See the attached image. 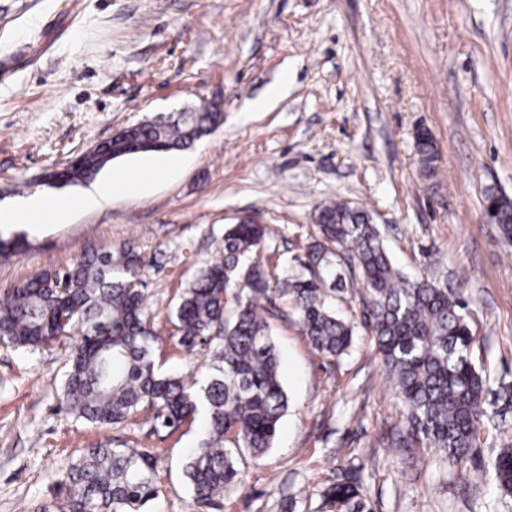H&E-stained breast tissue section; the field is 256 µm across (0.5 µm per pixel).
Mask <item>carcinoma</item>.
I'll return each instance as SVG.
<instances>
[{
    "mask_svg": "<svg viewBox=\"0 0 512 512\" xmlns=\"http://www.w3.org/2000/svg\"><path fill=\"white\" fill-rule=\"evenodd\" d=\"M223 120L216 107L205 106L138 122L76 157L59 179H90L126 155L181 150ZM416 149L423 169L433 172L428 132L416 135ZM485 201L511 237L512 200L491 192ZM314 226L298 266L281 276L260 255L265 227L243 218L225 230L222 257L198 272L172 312L179 344L212 350L215 374L203 381L156 366L155 323L138 286L143 261L132 247L88 252L63 271H43L5 289L0 340L36 348L64 331L78 333L61 404L90 423L118 426L148 411L159 433L203 415L207 438L186 454L183 472L193 507L211 508L224 491L244 484L239 459L260 458L273 447L289 407L269 294L290 302L312 348L329 360L346 354L357 334L332 306L346 274L363 285L371 346L405 409L393 444L427 448L445 465L464 464L489 419L487 376L467 359L473 336L466 301L442 284L399 271L369 214L347 202L318 206ZM493 475L499 489L512 493V448L495 458ZM158 496L157 460L148 450L93 447L60 467L58 489L40 512H145ZM327 497L339 512H371L350 483L333 486Z\"/></svg>",
    "mask_w": 512,
    "mask_h": 512,
    "instance_id": "obj_1",
    "label": "carcinoma"
}]
</instances>
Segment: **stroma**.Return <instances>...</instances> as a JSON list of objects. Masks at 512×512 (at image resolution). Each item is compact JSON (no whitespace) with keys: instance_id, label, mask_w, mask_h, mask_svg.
Wrapping results in <instances>:
<instances>
[{"instance_id":"1","label":"stroma","mask_w":512,"mask_h":512,"mask_svg":"<svg viewBox=\"0 0 512 512\" xmlns=\"http://www.w3.org/2000/svg\"><path fill=\"white\" fill-rule=\"evenodd\" d=\"M281 80L287 94L250 111ZM208 102L223 123L167 154L141 193L1 231L22 246L0 255V291L134 246L156 362L202 380L209 354L181 346L168 317L225 229L246 215L264 225L263 254L285 270L317 206L337 199L371 214L398 269L461 293L470 359L490 389L512 384V242L483 213L487 192L512 198V0H0L1 205L81 197L90 183L38 178L130 124ZM421 129L438 155L430 176ZM284 307L269 322L289 408L268 454L240 460L245 484L217 512H333L323 493L351 471L372 512H512L493 477L471 484L512 445V406L465 467L392 447L403 408L366 332L332 362ZM70 352L67 339L0 345V512H37L63 463L121 443L158 458L152 512H190L182 459L206 437L202 416L157 435L79 420L59 404Z\"/></svg>"}]
</instances>
